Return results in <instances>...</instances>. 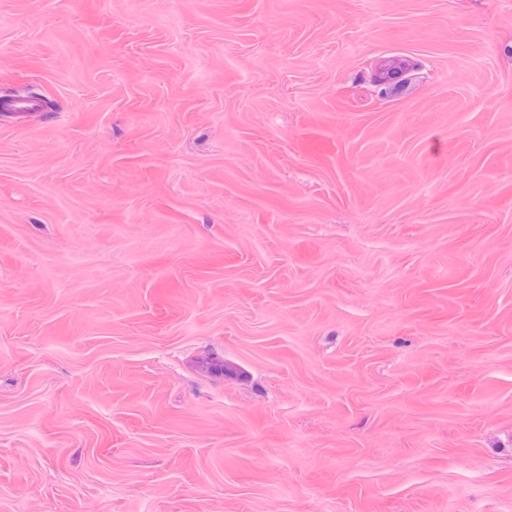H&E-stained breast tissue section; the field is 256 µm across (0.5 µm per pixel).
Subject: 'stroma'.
<instances>
[{
    "label": "stroma",
    "instance_id": "35a3bbf8",
    "mask_svg": "<svg viewBox=\"0 0 512 512\" xmlns=\"http://www.w3.org/2000/svg\"><path fill=\"white\" fill-rule=\"evenodd\" d=\"M21 83L0 512H512V0H0Z\"/></svg>",
    "mask_w": 512,
    "mask_h": 512
}]
</instances>
